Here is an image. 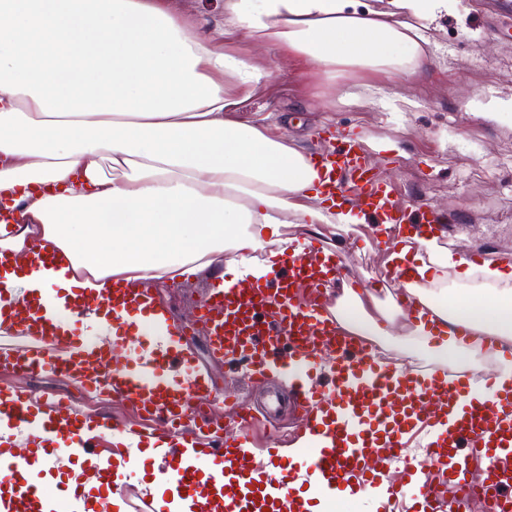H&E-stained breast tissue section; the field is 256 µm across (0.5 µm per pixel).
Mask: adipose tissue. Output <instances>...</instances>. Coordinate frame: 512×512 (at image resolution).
<instances>
[{
  "label": "adipose tissue",
  "instance_id": "ef3b65f1",
  "mask_svg": "<svg viewBox=\"0 0 512 512\" xmlns=\"http://www.w3.org/2000/svg\"><path fill=\"white\" fill-rule=\"evenodd\" d=\"M460 0H224V29L279 49L313 77L376 89L418 78L429 30ZM266 75L260 57L192 33L167 0H0V284L14 298L50 285L99 295L136 280L200 277L224 266L229 282L273 276L301 253L290 225L328 235L363 223L357 206H326L321 170L286 136L231 120L239 92ZM56 248L52 267L21 259ZM412 268L418 317L403 333L417 350L473 360L489 342L512 344V269L490 306L448 305L441 281L471 275L436 238L389 253ZM336 315L371 336L397 313L370 290L345 285ZM468 337H459V329Z\"/></svg>",
  "mask_w": 512,
  "mask_h": 512
}]
</instances>
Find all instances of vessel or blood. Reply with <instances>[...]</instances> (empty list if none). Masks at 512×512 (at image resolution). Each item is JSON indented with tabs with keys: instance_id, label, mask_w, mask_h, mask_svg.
<instances>
[{
	"instance_id": "vessel-or-blood-1",
	"label": "vessel or blood",
	"mask_w": 512,
	"mask_h": 512,
	"mask_svg": "<svg viewBox=\"0 0 512 512\" xmlns=\"http://www.w3.org/2000/svg\"><path fill=\"white\" fill-rule=\"evenodd\" d=\"M331 147L316 155L329 168L323 193L336 207L358 204L368 224L385 228L383 244L406 243L403 227H440L433 207H408L356 136L330 133ZM323 242L278 263L275 277L212 288L196 319L209 329L213 352L225 364L246 363L251 382L292 380L309 447L291 456L278 448L257 460L250 441L254 417L236 413L234 430L217 444L187 447L170 430L195 419L201 401L216 387L194 370L183 341L188 325L160 307L140 282L99 299L74 288L53 287L34 301L7 299L17 334L36 337L37 348L7 354L17 372L63 373L86 387L107 389L156 423L151 436L100 415L96 434L84 431L88 412L66 401L47 403L0 386V430H23L24 441L0 442V512H115L114 499L130 480L149 489L132 512H309L326 499L351 493L363 512H382L385 496H406L408 512H468L466 493L477 487L488 512H512V387L497 384L492 371L462 373L445 365L404 371L377 360L350 336L321 302L347 275L345 261L323 258ZM409 272L375 270L374 287L396 288L408 316L404 287ZM75 312L105 311L113 320L139 314L143 320L108 346L62 330L61 304ZM426 431L424 461L408 462L399 485L385 489L382 471ZM139 446H130V438ZM163 442L162 455L147 453L149 438Z\"/></svg>"
}]
</instances>
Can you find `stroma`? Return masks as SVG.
Masks as SVG:
<instances>
[{"instance_id":"obj_1","label":"stroma","mask_w":512,"mask_h":512,"mask_svg":"<svg viewBox=\"0 0 512 512\" xmlns=\"http://www.w3.org/2000/svg\"><path fill=\"white\" fill-rule=\"evenodd\" d=\"M171 4L199 35L225 49L249 52L245 37L224 33V0H171ZM462 5L463 20L446 18L430 31V68L415 81L386 83L387 93L406 98L403 109L390 103L367 107L335 103L329 87L289 71L287 59L269 49L265 52L268 78L252 95L241 97L233 115L243 122L263 123L272 134L295 138L308 153L328 149L326 130L356 128L375 143L372 157L381 178L395 184L409 203L442 212L447 248L459 256L480 252L485 260L500 263L512 260V113L489 121L474 115L467 105L512 91V42L494 37L496 19L476 12L473 0H462ZM343 241L353 277L370 274L386 259L363 227L344 235ZM211 283L208 277L194 282L164 280L154 284L153 292L185 320ZM188 342L198 367L223 390V399L205 407L210 426L231 419L225 399L245 408H263L266 388L248 386L244 366L229 367L212 354L206 327L195 328ZM2 378L19 390L54 396L77 408L98 404L117 417L131 416L126 403L93 398L65 375H20L0 364Z\"/></svg>"}]
</instances>
